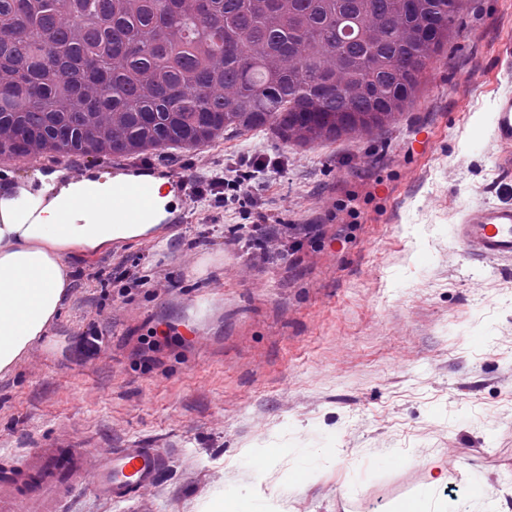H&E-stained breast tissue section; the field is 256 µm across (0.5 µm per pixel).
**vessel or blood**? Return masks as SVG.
<instances>
[{
	"label": "vessel or blood",
	"instance_id": "vessel-or-blood-1",
	"mask_svg": "<svg viewBox=\"0 0 512 512\" xmlns=\"http://www.w3.org/2000/svg\"><path fill=\"white\" fill-rule=\"evenodd\" d=\"M493 135L512 147V92L503 93L493 113ZM149 183L120 187L116 204H147ZM454 239L476 256L512 258V207L489 206L464 217L452 229ZM164 448H115L101 454L71 443L31 448L12 455L0 478V512H68L81 488L101 500L135 499L158 483L170 465Z\"/></svg>",
	"mask_w": 512,
	"mask_h": 512
}]
</instances>
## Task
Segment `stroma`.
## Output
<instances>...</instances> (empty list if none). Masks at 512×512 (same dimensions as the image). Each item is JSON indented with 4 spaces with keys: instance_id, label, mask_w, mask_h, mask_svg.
Masks as SVG:
<instances>
[{
    "instance_id": "obj_1",
    "label": "stroma",
    "mask_w": 512,
    "mask_h": 512,
    "mask_svg": "<svg viewBox=\"0 0 512 512\" xmlns=\"http://www.w3.org/2000/svg\"><path fill=\"white\" fill-rule=\"evenodd\" d=\"M455 28L386 129L304 147L251 132L132 161L129 172L167 179L284 158L257 194L296 247L252 256L239 239L250 208L182 197L161 235L75 256L47 336L0 373V469L77 438L166 448L171 466L144 495L82 491L72 512H201L243 481L244 449L283 439L333 459L304 485L284 463L259 478L274 512H397L450 448L466 465L436 497L457 488L468 512H512V259L470 258L450 235L466 213L512 206L492 133L494 102L512 91L499 55L512 0H469ZM121 170L5 161L0 192ZM158 321L178 337L151 348L142 338ZM93 331L103 344L88 356L78 342Z\"/></svg>"
}]
</instances>
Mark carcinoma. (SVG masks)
Returning <instances> with one entry per match:
<instances>
[{
  "mask_svg": "<svg viewBox=\"0 0 512 512\" xmlns=\"http://www.w3.org/2000/svg\"><path fill=\"white\" fill-rule=\"evenodd\" d=\"M465 0H0V159L396 121Z\"/></svg>",
  "mask_w": 512,
  "mask_h": 512,
  "instance_id": "cac0c4a2",
  "label": "carcinoma"
}]
</instances>
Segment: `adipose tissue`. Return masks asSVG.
I'll list each match as a JSON object with an SVG mask.
<instances>
[{
	"instance_id": "1",
	"label": "adipose tissue",
	"mask_w": 512,
	"mask_h": 512,
	"mask_svg": "<svg viewBox=\"0 0 512 512\" xmlns=\"http://www.w3.org/2000/svg\"><path fill=\"white\" fill-rule=\"evenodd\" d=\"M136 179L133 173L102 174L71 183L51 198L23 185L0 196V372L47 335L74 281L72 254L145 237L166 217L174 195L162 178L152 181L150 209L113 206L119 185ZM286 456L295 472L311 474L309 450L292 455L277 442L258 452L243 451L236 466L256 474Z\"/></svg>"
}]
</instances>
